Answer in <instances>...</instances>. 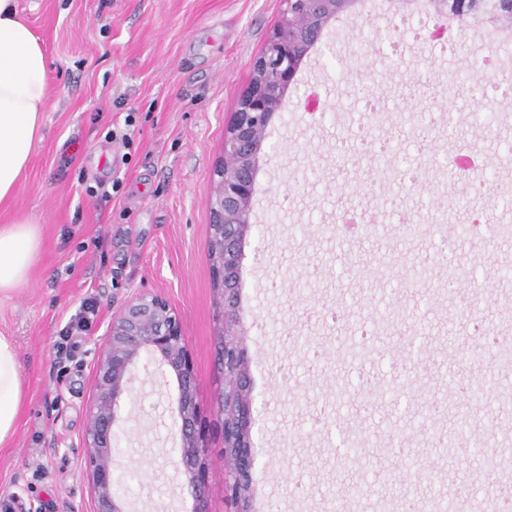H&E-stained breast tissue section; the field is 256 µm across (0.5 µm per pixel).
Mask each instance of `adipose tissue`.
I'll use <instances>...</instances> for the list:
<instances>
[{
    "instance_id": "obj_1",
    "label": "adipose tissue",
    "mask_w": 512,
    "mask_h": 512,
    "mask_svg": "<svg viewBox=\"0 0 512 512\" xmlns=\"http://www.w3.org/2000/svg\"><path fill=\"white\" fill-rule=\"evenodd\" d=\"M51 94L44 47L17 0H0V204L21 184L33 144L41 139ZM42 245L41 226L27 214L0 225V295L23 287ZM25 400L14 341L0 333V449L12 439Z\"/></svg>"
}]
</instances>
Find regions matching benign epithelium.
<instances>
[{
	"label": "benign epithelium",
	"instance_id": "obj_1",
	"mask_svg": "<svg viewBox=\"0 0 512 512\" xmlns=\"http://www.w3.org/2000/svg\"><path fill=\"white\" fill-rule=\"evenodd\" d=\"M282 2L280 19L254 58L250 80L224 131V159L215 170L217 181L210 203L216 244L210 261L218 282V365L224 374L217 401L224 435V487L234 512H251L252 396L239 290L244 246L254 227L255 177L265 154L266 131L273 118L286 110L289 90L308 52L358 0ZM145 356L175 377L178 396L171 413L179 446L174 464L193 498V512H210L209 448L187 338L178 313L164 298L151 294L127 302L99 339L88 423L81 436L94 512H126V502L115 492L112 444L122 404L132 396L131 373Z\"/></svg>",
	"mask_w": 512,
	"mask_h": 512
}]
</instances>
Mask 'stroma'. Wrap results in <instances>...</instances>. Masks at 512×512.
I'll use <instances>...</instances> for the list:
<instances>
[{"mask_svg":"<svg viewBox=\"0 0 512 512\" xmlns=\"http://www.w3.org/2000/svg\"><path fill=\"white\" fill-rule=\"evenodd\" d=\"M48 58L43 138L0 224L35 215L42 246L29 282L0 298L27 406L0 449V504L12 512H92L79 438L95 344L139 294L180 315L198 377L213 464L223 458L215 292L208 259L214 169L251 63L280 0H18ZM434 11L369 0L309 53L268 131L245 247L242 320L252 388L255 512H384L461 501L482 512L512 481V402L460 386L498 371L490 349L512 321V38L456 21L448 52ZM318 108L305 109L310 92ZM384 111L368 135L363 98ZM133 143L124 145L126 119ZM458 155L483 161L482 186L449 177ZM418 171L379 191L374 159ZM119 190H112L113 180ZM416 225L415 234L402 227ZM467 270L470 285L451 282ZM426 269L417 278V269ZM96 312L67 360L55 341L82 301ZM367 324L380 349L359 366L338 339ZM120 433L118 490L129 512H191L172 463L175 380L146 360ZM431 478L415 483L396 451ZM358 485L362 494L351 493Z\"/></svg>","mask_w":512,"mask_h":512,"instance_id":"obj_1","label":"stroma"}]
</instances>
